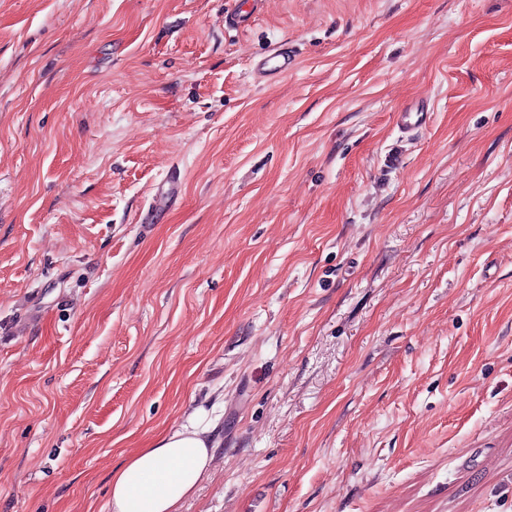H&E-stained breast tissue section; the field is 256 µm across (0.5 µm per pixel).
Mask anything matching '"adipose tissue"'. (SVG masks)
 Wrapping results in <instances>:
<instances>
[{"instance_id":"obj_1","label":"adipose tissue","mask_w":512,"mask_h":512,"mask_svg":"<svg viewBox=\"0 0 512 512\" xmlns=\"http://www.w3.org/2000/svg\"><path fill=\"white\" fill-rule=\"evenodd\" d=\"M215 444L199 414L132 452L112 473L109 512H180L211 468Z\"/></svg>"}]
</instances>
